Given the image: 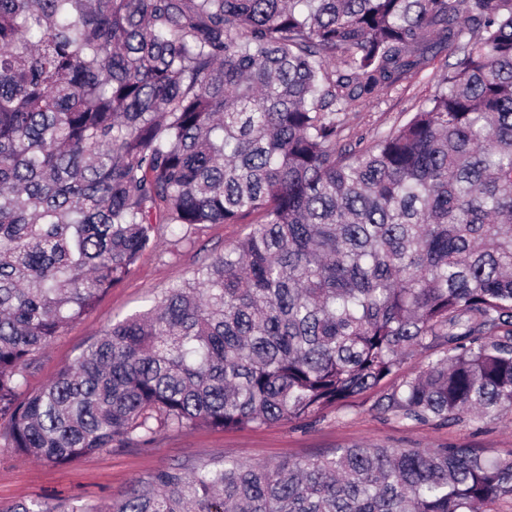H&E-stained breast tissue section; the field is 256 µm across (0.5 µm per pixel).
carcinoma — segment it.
<instances>
[{
    "mask_svg": "<svg viewBox=\"0 0 512 512\" xmlns=\"http://www.w3.org/2000/svg\"><path fill=\"white\" fill-rule=\"evenodd\" d=\"M454 58L401 125L341 115ZM252 230L107 327L41 392L26 369L158 244ZM424 355L418 373L402 364ZM512 413V0H0V438L64 465L165 428ZM512 453L351 444L166 466L103 511L493 512Z\"/></svg>",
    "mask_w": 512,
    "mask_h": 512,
    "instance_id": "obj_1",
    "label": "carcinoma"
}]
</instances>
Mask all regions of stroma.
<instances>
[{
  "label": "stroma",
  "instance_id": "1",
  "mask_svg": "<svg viewBox=\"0 0 512 512\" xmlns=\"http://www.w3.org/2000/svg\"><path fill=\"white\" fill-rule=\"evenodd\" d=\"M447 61L446 51H439L414 79L381 93L369 107L347 113L343 145L369 141L409 118L434 90ZM249 230L246 224H203L185 233L162 227L157 247L141 255L129 275L108 288L92 311L36 354L26 372L23 395L40 391L107 326L151 307L163 289L189 278ZM374 401V394L362 395L312 423L225 432L207 427L164 429L151 443L94 452L60 466L15 455L0 444V507L53 498L109 505L122 499L134 481L177 462L190 467L223 459L274 464L354 443L434 448L452 442L472 445L492 457L512 452V413L477 423L406 426L384 420L374 410Z\"/></svg>",
  "mask_w": 512,
  "mask_h": 512
}]
</instances>
